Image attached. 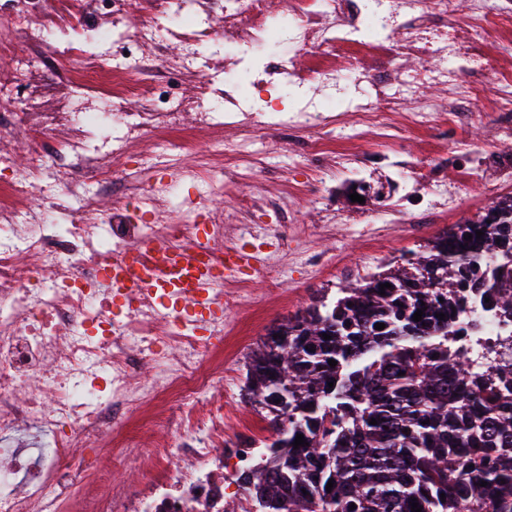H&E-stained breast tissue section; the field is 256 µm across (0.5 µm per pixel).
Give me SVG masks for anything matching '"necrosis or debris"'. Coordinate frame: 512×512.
I'll return each instance as SVG.
<instances>
[{"label": "necrosis or debris", "mask_w": 512, "mask_h": 512, "mask_svg": "<svg viewBox=\"0 0 512 512\" xmlns=\"http://www.w3.org/2000/svg\"><path fill=\"white\" fill-rule=\"evenodd\" d=\"M96 2L127 19L120 35L108 27L94 32L111 45L112 62L102 64L83 41H69L63 50L69 64L50 94L40 84L47 67L42 46L65 29H86L78 0H0V97L14 103L0 114V137L59 128L77 150L90 128L118 122L117 144L86 156L80 170L82 181L96 183L116 167H168L202 137L214 146L206 184L222 187L224 114L210 105L215 89L199 81L192 96L180 100L146 91L138 59L144 46L171 40L182 51L167 58V69L192 75L209 31L189 20L160 23L171 0ZM267 18V0H230L224 32L241 46L260 35L271 43L288 40L312 60L295 70L296 84L321 82L332 91L289 112L260 113L263 127L283 131L316 116L332 124L352 116L357 126L394 142L441 120L466 121L483 94L477 81H461L455 63L471 57L473 36L497 43L500 61H480L478 69L495 75L491 106L512 112V67L503 63L512 55V0H469L462 19L457 0H387L384 10L355 12L349 0H282L281 26L268 25ZM370 28L397 30L402 40L394 47L358 39ZM20 40L29 46L23 56L15 50ZM368 52L417 54L428 63L407 81L395 73L369 82L359 68ZM431 86L447 89V104L424 98L407 108V99ZM130 97L142 100L139 111H113L115 102ZM190 110L196 124L188 128L183 115ZM148 128L169 136L167 153L134 156ZM45 166L40 151L30 152L21 167L0 153V169L10 173L0 184V512H245L241 497L228 489L234 470L253 464L262 450L246 449L233 469L224 465V401L212 391L224 376L223 318L211 317L202 335L154 297L131 301L97 286L113 252L153 237L174 246L189 238L193 219L170 206L177 183L150 186L142 195L154 223H126L127 198L117 195L106 211L98 197L88 198L84 214L63 224L66 199L19 208ZM33 280L38 288H30ZM457 320L467 333L449 336L448 349L476 366L484 365L487 346L512 339V322L502 323L481 299L470 301ZM144 363L152 366L145 378ZM149 412L161 431L174 426L188 437L178 448L156 437L144 476L165 468L171 475L131 504L107 463L84 459L82 450L113 446L136 455L138 443L124 425Z\"/></svg>", "instance_id": "necrosis-or-debris-1"}]
</instances>
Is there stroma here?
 Returning <instances> with one entry per match:
<instances>
[{
	"label": "stroma",
	"instance_id": "35a3bbf8",
	"mask_svg": "<svg viewBox=\"0 0 512 512\" xmlns=\"http://www.w3.org/2000/svg\"><path fill=\"white\" fill-rule=\"evenodd\" d=\"M182 14L199 27L211 29L192 79L168 73L160 67L168 56L180 53L178 44L144 47L142 73L146 79L162 81L170 94L190 90L192 81L211 83L221 93L230 111L224 127V143L239 144L242 133L234 107L248 99L236 74L255 78L272 75L273 105L281 112L291 108L294 99L304 93L318 94L320 84L303 91L291 84V60L298 54L288 43L272 46L257 40L251 47L235 50L224 35V0H178ZM512 124V112L476 110L464 127L439 122L428 129L402 137L395 148L374 135L354 136L348 128L324 125L297 130L301 139H325L339 142L335 156L314 161L296 157L288 139L276 130L257 129L252 137L258 155L253 164H228L224 177L240 183L238 193L208 195L200 186L182 183L175 196L181 210L202 209L224 213V242L232 244L243 230L276 235L280 252L277 267L269 272L244 277L245 290L237 302L225 306L224 320L234 331L224 337V406L231 412L224 422V444L231 447L248 434L247 426L257 414L244 398L246 365L254 350L264 341L268 330L306 307L319 296L335 297L340 288L382 272L401 263L410 253L425 246L451 225L476 219L492 198L512 192V138L495 137L498 126ZM491 140L483 162L484 185L476 191L459 194L456 208L428 215L424 209L431 195L452 179L465 155L454 152L457 138ZM207 143L181 155L172 170H141L138 176L113 169L110 183L90 184V192L99 194L104 207H111L115 192L134 193L152 181H169L186 169L197 168ZM420 172L414 188L400 183L397 166ZM362 188V202L351 201L352 185ZM292 192L290 201H282L281 188ZM399 207L400 220L377 224V210ZM278 287V299L268 296L269 284Z\"/></svg>",
	"mask_w": 512,
	"mask_h": 512
}]
</instances>
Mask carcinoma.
<instances>
[{"instance_id":"carcinoma-1","label":"carcinoma","mask_w":512,"mask_h":512,"mask_svg":"<svg viewBox=\"0 0 512 512\" xmlns=\"http://www.w3.org/2000/svg\"><path fill=\"white\" fill-rule=\"evenodd\" d=\"M488 251L512 254V194L269 330L245 390L275 438L238 472L248 512H512V360L478 374L447 346L475 296L512 312V261L490 273Z\"/></svg>"}]
</instances>
